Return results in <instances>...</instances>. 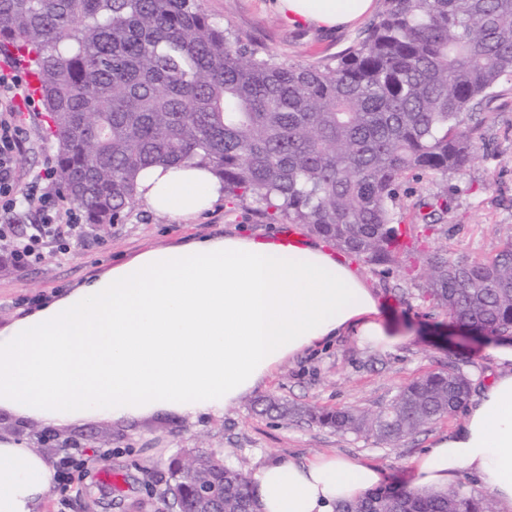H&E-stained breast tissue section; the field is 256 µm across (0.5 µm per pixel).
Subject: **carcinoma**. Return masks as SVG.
Instances as JSON below:
<instances>
[{"label":"carcinoma","instance_id":"cac0c4a2","mask_svg":"<svg viewBox=\"0 0 512 512\" xmlns=\"http://www.w3.org/2000/svg\"><path fill=\"white\" fill-rule=\"evenodd\" d=\"M31 53L54 130L58 188L89 224L137 205L148 166L212 168L224 196L260 205L375 268L409 246L393 225L409 170L447 174L477 149L474 107L512 75V0H385L367 36L336 65L290 66L212 23L196 0H0V48ZM426 225L447 195L421 204ZM424 293L452 323L512 340V242L488 260L436 254ZM472 383L448 366L402 386L375 413L316 412L266 401L338 434L395 444L451 416ZM192 479L214 474L192 454ZM224 512H257L249 479L224 464ZM337 512H490L463 484L376 488Z\"/></svg>","mask_w":512,"mask_h":512}]
</instances>
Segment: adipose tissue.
I'll use <instances>...</instances> for the list:
<instances>
[{"instance_id":"1","label":"adipose tissue","mask_w":512,"mask_h":512,"mask_svg":"<svg viewBox=\"0 0 512 512\" xmlns=\"http://www.w3.org/2000/svg\"><path fill=\"white\" fill-rule=\"evenodd\" d=\"M373 0H275L299 26L333 30ZM224 195L210 168L150 167L147 211L188 220ZM387 349L403 343L373 288L322 245L242 236L149 248L0 328V410L46 426L169 411L223 415L286 359L343 334ZM497 371L448 436L411 462L410 487L443 490L468 472L512 512V344L486 351ZM56 469L22 443L0 441V512H41ZM381 468L350 457L271 461L251 479L258 512H334L379 485Z\"/></svg>"}]
</instances>
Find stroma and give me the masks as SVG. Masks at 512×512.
<instances>
[{
    "label": "stroma",
    "instance_id": "stroma-1",
    "mask_svg": "<svg viewBox=\"0 0 512 512\" xmlns=\"http://www.w3.org/2000/svg\"><path fill=\"white\" fill-rule=\"evenodd\" d=\"M213 23L239 33L260 50L293 66L335 63L366 35L369 19L333 31L299 27L272 7L271 0H197ZM33 148L19 160L25 170H39L54 157L41 102L22 109ZM478 148L460 170L449 174L412 171L397 183L395 223L410 224L419 202L439 193L448 197L442 222L430 229H412L416 251L401 267L387 272L357 259L348 264L379 294L381 311L409 335L395 350L360 344L356 337H337L332 345L306 351L280 365L254 392L226 407L222 416L194 420L167 411L115 420H76L62 427L64 436L85 445L87 468L71 483H58L49 493L44 512H167L160 498L172 458L189 448L224 452L246 473L272 459L302 461L336 454L381 467L388 485H407L410 462L436 438L460 423L454 413L393 445L372 436L339 435L297 416L281 421L256 411L257 399L272 396L288 404L319 411L353 408L383 409L399 388L423 374L444 369L456 357L473 384L487 380L494 366L483 358L485 338L467 335L452 324L422 293L424 260L448 253L455 258H493L512 239V76L505 77L494 97L481 109ZM311 240V233L288 221L269 222L254 204L224 200L188 221L135 208L119 224L90 226V239L59 260L53 245L24 271L0 270V327L37 303L53 298L117 262L144 249L174 245L190 238L243 235L275 238L285 229ZM100 434L112 437V452L93 445ZM121 478L104 482L101 468Z\"/></svg>",
    "mask_w": 512,
    "mask_h": 512
}]
</instances>
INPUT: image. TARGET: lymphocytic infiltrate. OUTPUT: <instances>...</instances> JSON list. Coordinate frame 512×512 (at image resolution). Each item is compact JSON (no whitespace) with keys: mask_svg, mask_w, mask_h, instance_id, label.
Returning <instances> with one entry per match:
<instances>
[{"mask_svg":"<svg viewBox=\"0 0 512 512\" xmlns=\"http://www.w3.org/2000/svg\"><path fill=\"white\" fill-rule=\"evenodd\" d=\"M24 80L13 65L0 66V210L12 215H35L34 223L0 224V241L11 246V267L24 269L39 263L47 244L61 254L84 242L88 227L67 198L54 190L55 169L45 165L38 172L21 169L19 158L30 147L17 103L25 98Z\"/></svg>","mask_w":512,"mask_h":512,"instance_id":"1","label":"lymphocytic infiltrate"}]
</instances>
